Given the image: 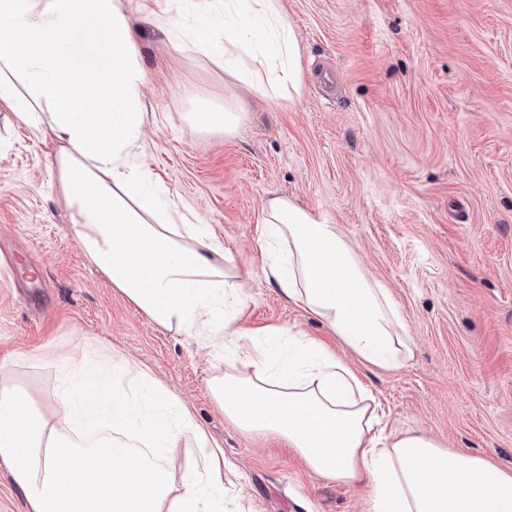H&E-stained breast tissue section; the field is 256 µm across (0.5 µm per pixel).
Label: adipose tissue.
Wrapping results in <instances>:
<instances>
[{
  "label": "adipose tissue",
  "instance_id": "obj_1",
  "mask_svg": "<svg viewBox=\"0 0 512 512\" xmlns=\"http://www.w3.org/2000/svg\"><path fill=\"white\" fill-rule=\"evenodd\" d=\"M161 18L174 49L203 56L273 102L302 88L300 48L280 0H182ZM94 47L77 57L80 30ZM124 0H0V105L61 146L59 191L89 261L154 323L223 338L237 362L213 383L225 418L272 435L323 477L368 489L367 512H512V471L423 433L387 432L349 364L303 335L241 327L246 295L233 258L206 225L180 214L138 163L150 120ZM267 282L317 317L362 361L391 368L412 339L390 290L323 216L275 197L262 208ZM140 256L126 265L125 253ZM224 457L185 473L173 512H221Z\"/></svg>",
  "mask_w": 512,
  "mask_h": 512
}]
</instances>
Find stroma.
<instances>
[{"mask_svg": "<svg viewBox=\"0 0 512 512\" xmlns=\"http://www.w3.org/2000/svg\"><path fill=\"white\" fill-rule=\"evenodd\" d=\"M281 3L303 91L277 106L173 49L154 21L173 0H125L154 114L142 160L251 275L239 322L254 331L329 338L263 276L264 200L288 197L338 225L415 344L393 369L352 362L387 431L512 469V0ZM199 88L218 104L233 97L236 131L185 120ZM57 150L0 112V384L51 432L72 357L99 366L109 347L180 399L207 439L170 451L173 490L209 446L224 453V512H365L364 487L225 419L209 386L223 345L153 323L90 264L57 190Z\"/></svg>", "mask_w": 512, "mask_h": 512, "instance_id": "stroma-1", "label": "stroma"}]
</instances>
